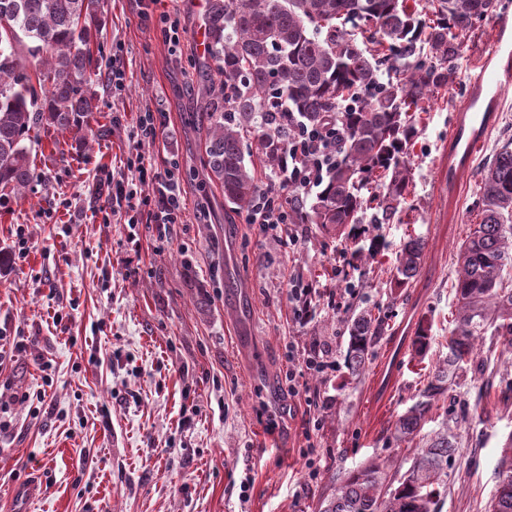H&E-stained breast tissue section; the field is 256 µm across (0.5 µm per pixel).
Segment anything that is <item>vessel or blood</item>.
<instances>
[{"mask_svg":"<svg viewBox=\"0 0 512 512\" xmlns=\"http://www.w3.org/2000/svg\"><path fill=\"white\" fill-rule=\"evenodd\" d=\"M512 83V33L506 26H499L486 57L476 65L471 81L473 94L467 106L473 111L469 121L460 122L453 132L456 145L463 154H471L481 143L486 130L485 118L476 107L482 96H497L502 86Z\"/></svg>","mask_w":512,"mask_h":512,"instance_id":"b4317fda","label":"vessel or blood"}]
</instances>
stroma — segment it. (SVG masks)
<instances>
[{
	"mask_svg": "<svg viewBox=\"0 0 512 512\" xmlns=\"http://www.w3.org/2000/svg\"><path fill=\"white\" fill-rule=\"evenodd\" d=\"M181 54L168 51L158 8L107 0L100 35L99 110L86 148L67 134L32 144L36 179L0 212V512L14 486L37 481L32 512H311L329 468H354L387 447L388 430L441 355L451 328L455 250L480 221V171L512 139V85L502 89L481 145L449 187V135L470 99L472 64L499 25L512 30V0L475 22L455 84L418 113L409 148L413 185L400 221L366 225L387 246L373 260L340 253L316 225L295 224L296 243L265 235L197 172L205 127L195 46L201 0H180ZM125 72L112 85V67ZM160 116L153 141L136 137L138 112ZM158 169L177 165L187 221L154 222L149 189L139 224L108 220L101 172L127 177L128 154ZM425 250L410 288L389 292L388 270L408 234ZM348 279L324 277L325 268ZM322 297L298 323L288 290ZM389 306V331L360 381L344 364L311 378L321 399L288 393V349L312 339L340 348L336 323L362 301ZM432 322L424 362L411 359L420 318ZM447 405L458 449L443 512H486L501 448L512 435V351L479 346ZM321 418L312 430L313 418ZM314 444L319 474L303 452Z\"/></svg>",
	"mask_w": 512,
	"mask_h": 512,
	"instance_id": "obj_1",
	"label": "stroma"
}]
</instances>
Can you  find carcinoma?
<instances>
[{"instance_id":"obj_1","label":"carcinoma","mask_w":512,"mask_h":512,"mask_svg":"<svg viewBox=\"0 0 512 512\" xmlns=\"http://www.w3.org/2000/svg\"><path fill=\"white\" fill-rule=\"evenodd\" d=\"M105 0H0V208L22 197L36 177L31 131L69 133L88 141L97 96L94 46ZM496 0H426L421 11L405 0H209L204 16L207 55L220 86L203 103L207 120L203 170L224 201L250 207L260 186L242 149L259 132L258 154L275 172L287 157V132L339 124L345 136L322 189L298 224L344 243L343 251L372 257L381 236L348 235L351 224H388L413 182L407 159L417 136L415 113L429 95L451 87L463 40L475 21L493 14ZM39 57L26 66L23 52ZM481 221L457 248L454 318L447 352L389 428L388 440L416 442L410 465L382 452L336 477L314 512H442L457 450L456 422L446 409L438 428H423L467 373L479 342L490 335L512 349V140L496 150L479 182ZM424 239L411 235L396 252L390 288L411 287ZM389 328L386 311L365 305L341 321L348 335L346 367L354 379ZM428 318L417 324L414 356L431 348ZM487 512H512V439L502 448L497 488Z\"/></svg>"}]
</instances>
